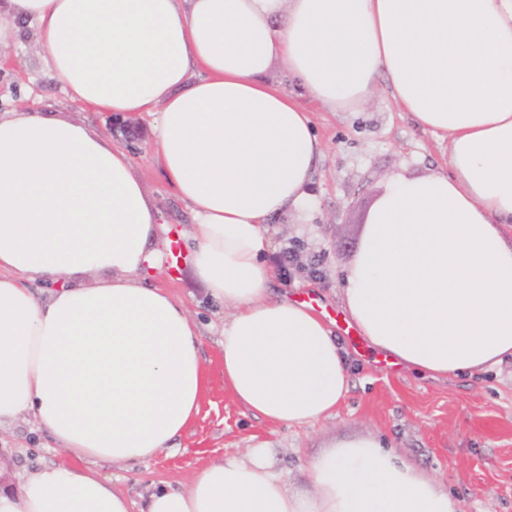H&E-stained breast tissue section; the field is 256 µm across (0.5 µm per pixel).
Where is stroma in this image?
Returning <instances> with one entry per match:
<instances>
[{
    "instance_id": "35a3bbf8",
    "label": "stroma",
    "mask_w": 512,
    "mask_h": 512,
    "mask_svg": "<svg viewBox=\"0 0 512 512\" xmlns=\"http://www.w3.org/2000/svg\"><path fill=\"white\" fill-rule=\"evenodd\" d=\"M35 26L24 25L23 47L0 51V114L20 106L55 104L59 117L83 123L105 138L108 116L69 106L48 79L36 53ZM322 154L309 183L305 210L273 215L270 247L262 260L292 245L300 266L290 276L274 273L275 298L307 295L324 305L333 332L346 336L344 273L357 251L367 214L387 181L406 172L426 175L448 168V149L418 128L395 105L384 80L370 100L352 112H328L307 102ZM152 118L138 117L134 174L161 213L160 238L177 244L162 269L141 280L166 286L201 332L204 397L197 415L175 441L176 450L139 464L101 463L98 472L134 506L160 485L186 486L191 472L227 455L266 445L289 491H310L306 462L341 439L371 436L402 460L443 484L460 512H512V361L468 376L433 379L388 366L370 346L348 344L353 362L349 390L335 412L317 422L290 426L256 415L224 383V323L232 310L210 297L191 262L193 217L165 182L150 135ZM0 462L7 477L77 459L38 431L32 416L0 426Z\"/></svg>"
}]
</instances>
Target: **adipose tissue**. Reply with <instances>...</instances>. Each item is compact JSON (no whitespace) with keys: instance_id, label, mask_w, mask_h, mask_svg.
I'll return each mask as SVG.
<instances>
[{"instance_id":"adipose-tissue-1","label":"adipose tissue","mask_w":512,"mask_h":512,"mask_svg":"<svg viewBox=\"0 0 512 512\" xmlns=\"http://www.w3.org/2000/svg\"><path fill=\"white\" fill-rule=\"evenodd\" d=\"M35 24L46 75L81 108L152 116L191 209L193 273L233 313L224 382L248 411L329 416L350 362L307 303L269 295L272 215L305 207L321 154L301 96L332 112L385 78L448 146L373 203L343 302L370 345L431 378L512 360V0H0V47ZM281 65L289 81L271 80ZM160 213L122 147L50 108L0 116V423L31 414L85 467L0 490V512H132L92 465L172 451L199 410L200 333L167 290ZM54 284L48 298L30 281ZM289 492L264 445L151 493L141 512H458L375 437L335 442Z\"/></svg>"}]
</instances>
